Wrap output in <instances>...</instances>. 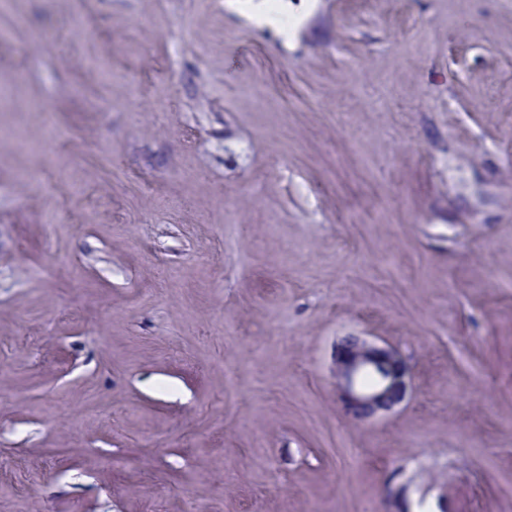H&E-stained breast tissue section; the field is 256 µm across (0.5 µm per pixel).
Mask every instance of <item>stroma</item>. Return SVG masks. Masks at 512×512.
Here are the masks:
<instances>
[{
  "instance_id": "35a3bbf8",
  "label": "stroma",
  "mask_w": 512,
  "mask_h": 512,
  "mask_svg": "<svg viewBox=\"0 0 512 512\" xmlns=\"http://www.w3.org/2000/svg\"><path fill=\"white\" fill-rule=\"evenodd\" d=\"M0 92V512H512V0H0ZM336 396L344 412L358 421H370L393 412L410 391L409 369L401 353L379 346L364 336H340L333 346ZM373 374L376 381L365 385Z\"/></svg>"
}]
</instances>
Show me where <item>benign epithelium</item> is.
Wrapping results in <instances>:
<instances>
[{
    "label": "benign epithelium",
    "mask_w": 512,
    "mask_h": 512,
    "mask_svg": "<svg viewBox=\"0 0 512 512\" xmlns=\"http://www.w3.org/2000/svg\"><path fill=\"white\" fill-rule=\"evenodd\" d=\"M332 359L337 400L351 418L370 421L406 401L409 369L396 348L379 346L363 336H340Z\"/></svg>",
    "instance_id": "obj_1"
}]
</instances>
